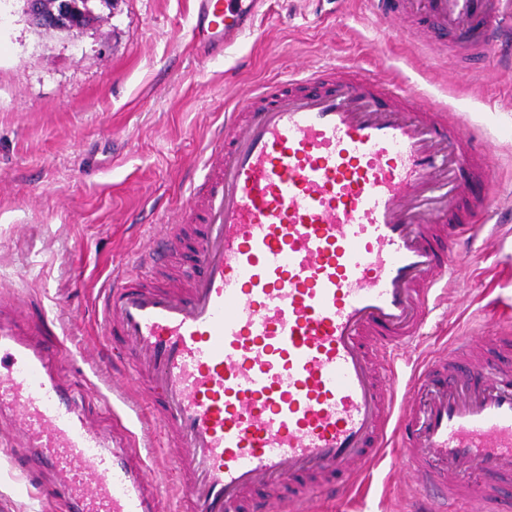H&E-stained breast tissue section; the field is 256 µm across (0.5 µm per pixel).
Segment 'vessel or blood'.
<instances>
[{"instance_id": "vessel-or-blood-1", "label": "vessel or blood", "mask_w": 512, "mask_h": 512, "mask_svg": "<svg viewBox=\"0 0 512 512\" xmlns=\"http://www.w3.org/2000/svg\"><path fill=\"white\" fill-rule=\"evenodd\" d=\"M484 52L512 46V0H367ZM256 0H195L196 32L232 46ZM183 231L153 236L135 272L101 301L163 427L183 487L179 512H299L311 493L345 496L383 447L402 448L438 512H512V335L399 373L428 303L459 269L491 207L470 198L486 151L400 85L326 70L288 75L249 112L224 115ZM197 257L181 288L162 272ZM58 352L0 303V426L33 497L68 512H154L135 435L109 441L78 408ZM482 488L472 492L469 477Z\"/></svg>"}]
</instances>
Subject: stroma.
<instances>
[{
  "label": "stroma",
  "mask_w": 512,
  "mask_h": 512,
  "mask_svg": "<svg viewBox=\"0 0 512 512\" xmlns=\"http://www.w3.org/2000/svg\"><path fill=\"white\" fill-rule=\"evenodd\" d=\"M76 38L34 27L24 0H0V299L61 344L75 397L104 430L113 412L142 406L139 460L157 484V512H173L177 468L162 430L133 392L131 374L96 344L102 289L136 252L183 211L203 174V144L230 110L246 111L260 88L288 74L354 67L403 85L442 109L460 133L488 146L490 174L471 183L491 196L494 248L439 282L432 312L399 371L447 353L460 336L491 342L512 328L486 316L512 304V68L465 60L451 38L428 40L410 25L386 34L366 0H264L251 34L228 49L202 51L192 33L193 0H111ZM368 495L309 512H405L416 489L403 452L369 471ZM0 457V512H67L63 500L26 495Z\"/></svg>",
  "instance_id": "1"
}]
</instances>
